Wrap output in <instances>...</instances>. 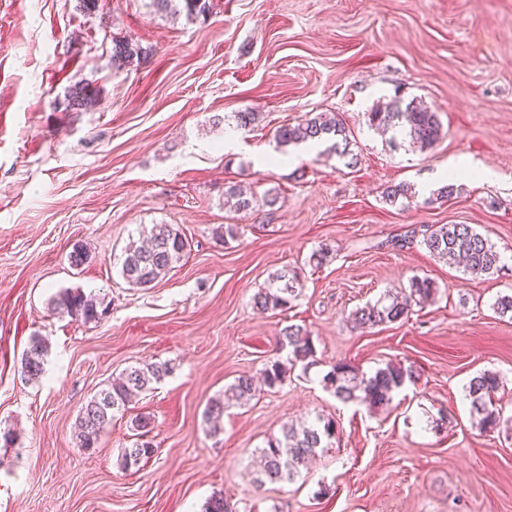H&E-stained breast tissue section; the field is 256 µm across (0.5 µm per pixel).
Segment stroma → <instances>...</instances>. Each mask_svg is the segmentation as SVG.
Returning a JSON list of instances; mask_svg holds the SVG:
<instances>
[{"instance_id": "stroma-1", "label": "stroma", "mask_w": 512, "mask_h": 512, "mask_svg": "<svg viewBox=\"0 0 512 512\" xmlns=\"http://www.w3.org/2000/svg\"><path fill=\"white\" fill-rule=\"evenodd\" d=\"M189 20L149 0H0V512H201L223 494L233 512H512V435L471 425L465 387L498 372L512 415V0H209ZM152 48L140 67L112 62V40ZM81 84L96 105L66 111ZM423 101L444 136L420 152L372 129L377 100ZM255 112L237 128L235 113ZM335 114L352 132L347 165L317 144L279 151L274 135L306 113ZM236 151L224 149L227 135ZM456 166L459 192L436 198L437 171ZM240 184L274 206L225 207ZM410 199L385 201L388 185ZM175 224L189 249L153 288L119 275L124 247ZM233 224L237 237L216 242ZM469 224L500 251V275L475 276L430 253L424 226ZM83 245L89 258L71 266ZM329 245L321 267L312 251ZM300 274L291 309L260 312L274 273ZM437 287L407 319L372 329L356 307L412 278ZM62 288L104 300L83 322L55 314ZM306 329L319 363L229 407L218 435L210 399L242 374L260 376L288 325ZM46 336L45 374L20 359ZM345 361L371 374L414 367L415 383L385 409L344 404L321 378ZM171 372L116 416L96 448H79L81 406L124 369ZM445 427H434L440 414ZM151 420L156 453L124 468L134 420ZM323 415L338 433L293 483L256 485L249 463L284 424Z\"/></svg>"}]
</instances>
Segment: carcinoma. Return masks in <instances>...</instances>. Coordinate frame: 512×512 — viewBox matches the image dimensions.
<instances>
[{"instance_id": "carcinoma-1", "label": "carcinoma", "mask_w": 512, "mask_h": 512, "mask_svg": "<svg viewBox=\"0 0 512 512\" xmlns=\"http://www.w3.org/2000/svg\"><path fill=\"white\" fill-rule=\"evenodd\" d=\"M150 7L159 15L185 14L192 19L209 12V0H150ZM150 51L138 41L128 38L112 39V61L121 66L139 65L146 61ZM95 106V99L89 97L84 88L72 86L65 98V108L70 112H86ZM368 123L383 133L400 132L410 140L414 148L423 152L430 149L442 135V125L435 112L420 102L407 103L396 99L385 107H376L367 113ZM333 135L341 137L343 149L336 151L340 157H351L349 164H357L356 155L349 149L350 141L344 124L329 113H310L294 125H283L276 131V141L281 149L291 144L316 142ZM224 195L235 200L238 210H248L263 203L272 206L276 196L267 193L259 200L247 188L230 185ZM429 252L440 259L459 258L465 262L466 270L473 275L490 276L504 267L501 253L490 239L469 224L430 225L422 238ZM188 240L174 224L152 225L147 241L139 244L130 242L124 249L119 274L133 288H150L162 280L186 254ZM299 274L295 270L278 272L272 275L268 287L261 289L254 297V305L261 311H285L292 308L299 292ZM437 288L427 278H415L409 291L401 296L383 298L354 310L351 323L358 329L373 328L408 318L412 306L421 304L433 297ZM51 309L83 322L98 321L104 314L102 302L85 295L80 290H63L50 299ZM277 345L288 350L287 362L276 359L263 370L264 385L273 389L282 384L288 367L302 364L307 370L317 363L316 350L311 336L297 325L284 328L278 336ZM49 352L48 339L35 334L23 351L21 372L32 380L44 373V365ZM170 366L166 363H148L131 366L121 377L98 391L79 411L77 440L80 447L90 450L96 447L98 438L110 426L119 413H124L129 405L143 393L152 389L169 375ZM418 375L413 367L388 363L373 374L358 372L346 362H338L323 376L324 387L344 402L359 400L370 408L390 404L393 393L406 383H413ZM502 384L500 375L493 371H483L468 383L467 396L471 410L478 416L477 426L482 432H492L512 422V416H503L502 409L496 407V394ZM256 392L252 377L240 375L224 388V395L212 399L204 411V424L211 435L221 432V419L226 404L242 403L250 400ZM150 419L141 416L135 420L138 439L135 447L125 448L122 461L125 467H137L155 454L152 442L148 439ZM336 439V422L331 418L317 416L308 425L299 427L285 424L281 436L271 437L266 446L259 449L260 465L255 481L259 484L291 482L318 450L331 446Z\"/></svg>"}]
</instances>
